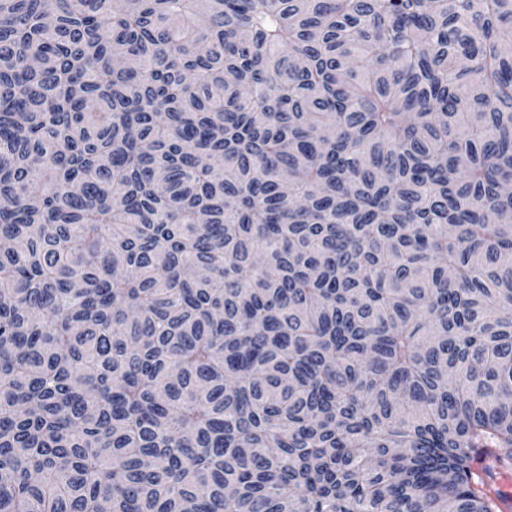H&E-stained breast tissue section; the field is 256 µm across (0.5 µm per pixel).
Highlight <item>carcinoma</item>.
<instances>
[{"label": "carcinoma", "mask_w": 512, "mask_h": 512, "mask_svg": "<svg viewBox=\"0 0 512 512\" xmlns=\"http://www.w3.org/2000/svg\"><path fill=\"white\" fill-rule=\"evenodd\" d=\"M512 0H0V512H500Z\"/></svg>", "instance_id": "carcinoma-1"}]
</instances>
